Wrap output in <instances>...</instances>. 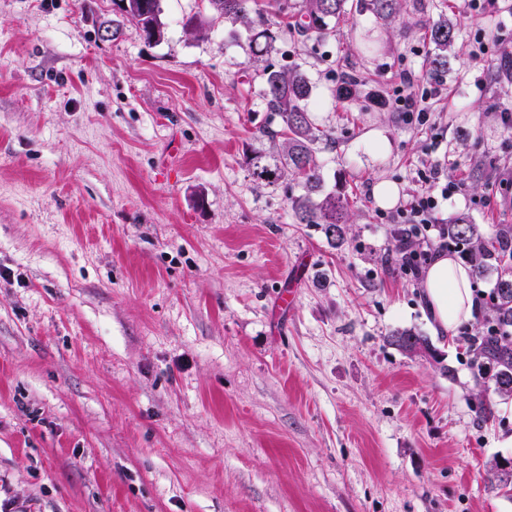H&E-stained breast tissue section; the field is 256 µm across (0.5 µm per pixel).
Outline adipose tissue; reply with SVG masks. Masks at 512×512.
<instances>
[{
	"label": "adipose tissue",
	"mask_w": 512,
	"mask_h": 512,
	"mask_svg": "<svg viewBox=\"0 0 512 512\" xmlns=\"http://www.w3.org/2000/svg\"><path fill=\"white\" fill-rule=\"evenodd\" d=\"M422 286L438 330L448 333L473 318V280L468 265L440 253L427 268Z\"/></svg>",
	"instance_id": "ef3b65f1"
}]
</instances>
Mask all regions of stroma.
Here are the masks:
<instances>
[{
  "label": "stroma",
  "mask_w": 512,
  "mask_h": 512,
  "mask_svg": "<svg viewBox=\"0 0 512 512\" xmlns=\"http://www.w3.org/2000/svg\"><path fill=\"white\" fill-rule=\"evenodd\" d=\"M258 3L268 64L307 78L331 135L342 247L296 223L295 181L250 173L283 143L250 25L163 0L154 42L112 0H0V512H512L487 480L512 462V399L480 420L466 352L485 312L436 335L372 196L407 201L437 163L461 188L439 223L512 224V0H403L387 21L348 0L310 40ZM405 72L437 83L427 124L366 101ZM429 43L433 46L430 58V72L438 75L448 71V48L455 36L454 23L445 17H441L425 28ZM280 38L279 32L271 28H261L252 35L249 44V56L254 62L260 61L276 50ZM389 341L406 353L412 354L417 350H424L427 352V356L436 358V350L429 337L415 330H398L390 336Z\"/></svg>",
  "instance_id": "1"
}]
</instances>
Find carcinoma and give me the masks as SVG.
Masks as SVG:
<instances>
[{
  "label": "carcinoma",
  "mask_w": 512,
  "mask_h": 512,
  "mask_svg": "<svg viewBox=\"0 0 512 512\" xmlns=\"http://www.w3.org/2000/svg\"><path fill=\"white\" fill-rule=\"evenodd\" d=\"M162 0H113L121 15L135 23L149 41H160L164 33L161 19ZM209 6L226 18L248 22L257 0H207ZM369 10L382 20L394 17L401 8V0H368ZM282 14L298 10L301 20L294 27L303 35L321 38L330 33V22L346 12V0H278ZM426 36L433 46L430 58L431 73L448 71V48L455 36L454 23L445 17L426 27ZM279 32L261 28L252 35L249 44L251 60L258 62L276 50ZM263 98L270 111L283 123L284 142L278 155L256 154L249 160L251 175L268 184H274L286 175L298 179L302 193L289 198L298 223L318 224L330 243L340 247L346 240L350 215L345 198L324 190L322 164L314 145L330 139V134L313 126L306 109L311 97V86L297 71L263 69ZM448 235L467 246L469 261L476 279L493 278L495 288L487 309V320L499 327L498 333L475 335L468 339V353L476 368L474 377L478 393L487 397L481 404V420L494 417L493 404L488 396L512 398V224H502L492 237L484 236L478 225L465 214H457L448 221ZM389 341L406 353L424 350L436 357L429 337L412 329L398 330ZM499 470L491 489L512 497V463L497 464Z\"/></svg>",
  "instance_id": "carcinoma-1"
}]
</instances>
